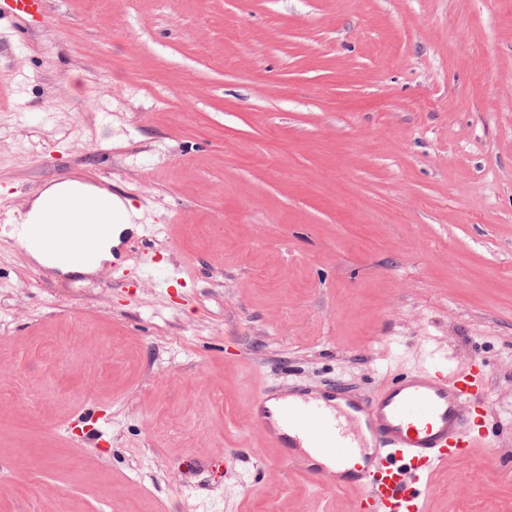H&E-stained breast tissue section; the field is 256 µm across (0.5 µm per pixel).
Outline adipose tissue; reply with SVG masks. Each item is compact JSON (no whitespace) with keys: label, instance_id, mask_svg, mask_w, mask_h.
Masks as SVG:
<instances>
[{"label":"adipose tissue","instance_id":"1","mask_svg":"<svg viewBox=\"0 0 512 512\" xmlns=\"http://www.w3.org/2000/svg\"><path fill=\"white\" fill-rule=\"evenodd\" d=\"M136 211L106 189L78 180L65 179L46 186L20 212L21 224H96L101 226L100 258L111 261Z\"/></svg>","mask_w":512,"mask_h":512}]
</instances>
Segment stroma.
<instances>
[{
    "label": "stroma",
    "mask_w": 512,
    "mask_h": 512,
    "mask_svg": "<svg viewBox=\"0 0 512 512\" xmlns=\"http://www.w3.org/2000/svg\"><path fill=\"white\" fill-rule=\"evenodd\" d=\"M50 2L0 17V512H350L248 405L435 358L492 464L427 512H512V0ZM68 178L139 212L72 288L7 222Z\"/></svg>",
    "instance_id": "1"
}]
</instances>
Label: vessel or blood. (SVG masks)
<instances>
[{"mask_svg": "<svg viewBox=\"0 0 512 512\" xmlns=\"http://www.w3.org/2000/svg\"><path fill=\"white\" fill-rule=\"evenodd\" d=\"M48 3L0 0V14L42 19ZM15 239L23 246L51 243V260L59 265H97L95 235L84 226L32 225L19 228ZM483 387L479 374L451 375L435 361L372 397L340 385H291L262 390L249 410L278 460L302 449L323 459V466L304 467V477L351 491L353 512H425L435 469L469 463L486 445L473 419Z\"/></svg>", "mask_w": 512, "mask_h": 512, "instance_id": "1", "label": "vessel or blood"}]
</instances>
